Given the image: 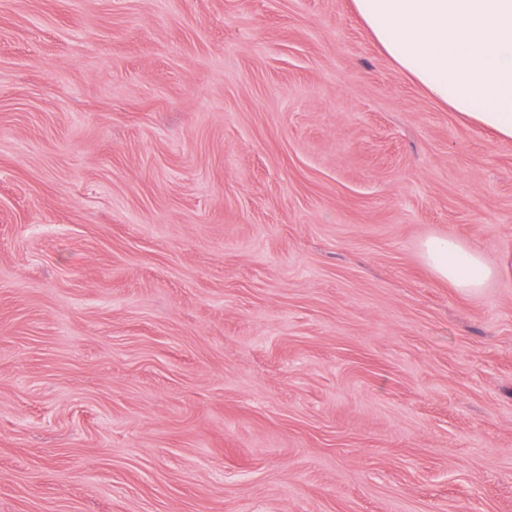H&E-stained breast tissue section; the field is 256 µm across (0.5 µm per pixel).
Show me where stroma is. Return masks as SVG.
Masks as SVG:
<instances>
[{
  "label": "stroma",
  "mask_w": 512,
  "mask_h": 512,
  "mask_svg": "<svg viewBox=\"0 0 512 512\" xmlns=\"http://www.w3.org/2000/svg\"><path fill=\"white\" fill-rule=\"evenodd\" d=\"M512 141L351 0H0V512H512ZM423 261L442 281L461 292H472L494 280H512V253L488 255L448 237L419 244Z\"/></svg>",
  "instance_id": "obj_1"
}]
</instances>
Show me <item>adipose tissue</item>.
I'll list each match as a JSON object with an SVG mask.
<instances>
[{
    "mask_svg": "<svg viewBox=\"0 0 512 512\" xmlns=\"http://www.w3.org/2000/svg\"><path fill=\"white\" fill-rule=\"evenodd\" d=\"M396 67L434 100L512 140V0H352ZM435 275L468 293L512 280V253L489 255L448 237L420 242Z\"/></svg>",
    "mask_w": 512,
    "mask_h": 512,
    "instance_id": "ef3b65f1",
    "label": "adipose tissue"
}]
</instances>
